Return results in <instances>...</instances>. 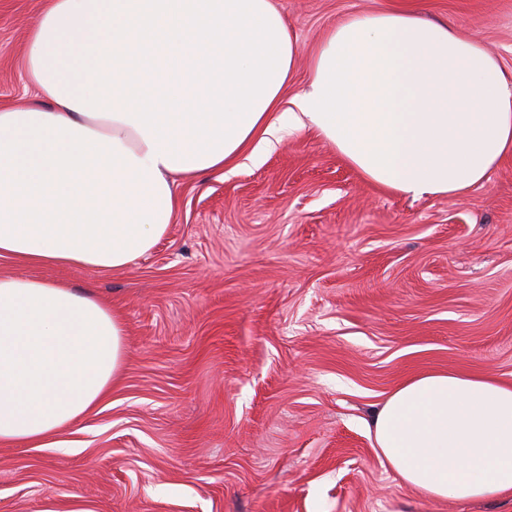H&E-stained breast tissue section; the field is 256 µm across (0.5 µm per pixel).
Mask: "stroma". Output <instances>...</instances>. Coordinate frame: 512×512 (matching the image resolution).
I'll use <instances>...</instances> for the list:
<instances>
[{"instance_id":"obj_1","label":"stroma","mask_w":512,"mask_h":512,"mask_svg":"<svg viewBox=\"0 0 512 512\" xmlns=\"http://www.w3.org/2000/svg\"><path fill=\"white\" fill-rule=\"evenodd\" d=\"M275 4L298 45L288 98L332 28L396 7L512 75V0ZM42 7L0 0V107L35 99L24 60ZM174 181L167 234L125 270L0 258L2 275L102 296L125 325L118 382L60 447L0 443V512H512V495H420L370 428L418 372L512 382V159L462 196L413 199L304 128Z\"/></svg>"}]
</instances>
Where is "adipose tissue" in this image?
<instances>
[{"mask_svg":"<svg viewBox=\"0 0 512 512\" xmlns=\"http://www.w3.org/2000/svg\"><path fill=\"white\" fill-rule=\"evenodd\" d=\"M297 46L272 0H49L35 102L0 109V258L119 271L166 234L173 175L236 168L305 124L396 194L457 197L512 157V76L413 10L327 34L282 109ZM121 318L91 291L0 275V441L40 448L110 393ZM376 446L437 499L512 492V384L455 370L397 385Z\"/></svg>","mask_w":512,"mask_h":512,"instance_id":"adipose-tissue-1","label":"adipose tissue"}]
</instances>
